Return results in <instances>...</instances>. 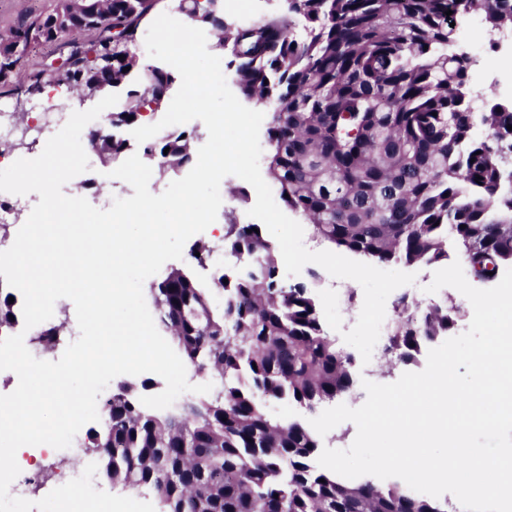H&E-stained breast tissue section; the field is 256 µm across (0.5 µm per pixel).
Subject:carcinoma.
<instances>
[{"instance_id":"cac0c4a2","label":"carcinoma","mask_w":512,"mask_h":512,"mask_svg":"<svg viewBox=\"0 0 512 512\" xmlns=\"http://www.w3.org/2000/svg\"><path fill=\"white\" fill-rule=\"evenodd\" d=\"M159 2L95 0L108 20L101 28L56 0L0 29V88L24 85L33 95L54 82L80 94L109 62L112 87L127 83L139 69L141 24ZM281 2L249 25L226 21L223 0L179 4L220 40L242 95L273 105L268 171L281 201L339 252L407 265L456 252L474 278L494 281L512 265V159L502 156L512 149V103L473 104L471 58L450 50V23L476 10L492 30L512 27V0ZM90 31L99 36L86 47L76 36ZM39 40L69 48L53 81L22 73ZM173 81L163 68L148 70L112 126L151 108L149 85ZM190 140L171 133L144 153L183 166L192 162ZM95 149L112 159L126 142L110 132ZM253 228H226L224 247L246 268L230 281L216 277L222 307L182 269L151 284L161 327L215 386L161 415L140 404L134 384H119L103 404L105 423L82 443L100 475L152 493L160 512H450L448 501L415 496L402 480L378 487L316 470L313 434L264 412L262 402L282 399L313 410L356 394L358 383L354 355L325 331L310 287L281 282L274 247ZM9 297L0 288V331L17 323ZM394 309L387 352L401 362L465 313L453 299L423 309L402 297Z\"/></svg>"}]
</instances>
